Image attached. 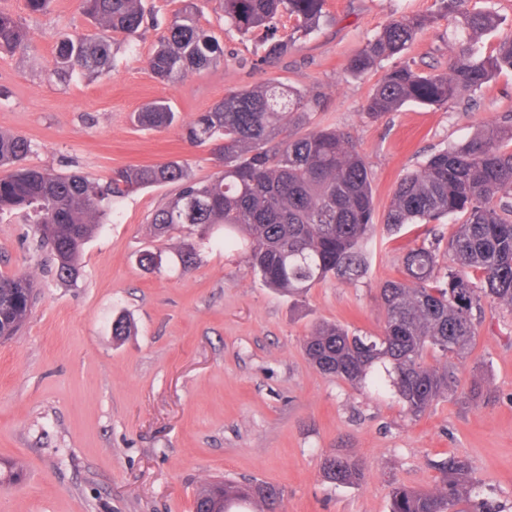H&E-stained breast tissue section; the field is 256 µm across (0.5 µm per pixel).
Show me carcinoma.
<instances>
[{
  "instance_id": "1",
  "label": "carcinoma",
  "mask_w": 512,
  "mask_h": 512,
  "mask_svg": "<svg viewBox=\"0 0 512 512\" xmlns=\"http://www.w3.org/2000/svg\"><path fill=\"white\" fill-rule=\"evenodd\" d=\"M466 0H439L442 16H457L469 42L441 73H419L407 64L387 70L369 95L371 118L399 110L408 102L446 105L474 93L504 70L512 71V38L491 53L478 39L495 31L498 14L464 9ZM221 17L240 34L271 33L266 55L282 56L297 38L317 30L327 18L326 0H219ZM81 13L99 32L60 40L55 74L111 68L115 37L135 35L156 25L144 0H80ZM293 32L276 37L282 17ZM435 21L433 15L403 16L386 24L365 49L353 55L347 70L360 74L384 59L402 54ZM25 27L0 11V52L26 49ZM224 56L214 32L200 26L189 5L159 37L148 67L160 81L209 67ZM320 98L278 83L229 92L200 112L186 129L194 147H211L221 170L197 180L181 161L128 166L99 183L78 174L55 173L25 165L32 142L0 133V214L20 212L37 225L40 245L54 260L56 277L79 276L83 245L128 192L164 184L178 192L157 208L151 224L159 238L184 225L195 238L175 251L181 267H196L201 245L218 240L227 251L245 254L248 268L262 283L291 296L337 276L354 282L368 271L366 247L376 232L371 175L353 140L329 127L310 126ZM175 120L164 101L145 105L137 121L161 129ZM512 126L487 125L461 145L433 154L419 170L403 177L382 217L398 229L405 224H439L458 218L445 250L440 238L409 250L403 278L380 289L385 325L382 335L349 332L332 322L319 323L303 343L312 366L351 384L372 380L380 390L394 387L407 411L419 416L453 390L454 372L426 365L427 350L445 358L466 359L478 336L473 310L484 301L512 308ZM37 294L25 275H0V336L17 335L32 314ZM439 488L421 491L396 485L390 512H499L493 505L472 504L466 483L469 465L460 457L437 463ZM325 479L355 486L364 478L358 461L331 456L323 462ZM277 497L274 487L242 486L220 480L196 495L194 512H246L254 498Z\"/></svg>"
}]
</instances>
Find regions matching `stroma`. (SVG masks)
<instances>
[{
	"instance_id": "obj_1",
	"label": "stroma",
	"mask_w": 512,
	"mask_h": 512,
	"mask_svg": "<svg viewBox=\"0 0 512 512\" xmlns=\"http://www.w3.org/2000/svg\"><path fill=\"white\" fill-rule=\"evenodd\" d=\"M190 1L224 58L161 82L147 65L157 30L119 42L109 71L62 81L58 41L92 29L78 0H52L44 14L26 0H0L30 39L26 51L0 53V132L30 139L29 165L59 173L103 182L119 167L178 160L207 180L219 167L209 148L189 146L186 126L225 93L278 80L319 95L314 122L353 139L381 214L397 182L431 154L512 122L509 71L442 107L366 114L386 70L407 62L443 72L465 45L453 20L438 18L402 55L362 75L347 71L382 26L434 13L436 0H327L328 21L271 58L263 32L241 36L218 22L216 0ZM156 99L177 121L140 127L135 113ZM177 190L121 198L85 244L74 283L57 280L34 225L0 215V274L29 275L40 293L19 334L0 342V464L21 470L0 487V512H192L197 489L224 477L275 486L261 512H388L395 485L433 490L435 463L449 456L468 460L473 500L512 512V308L483 303L465 362L425 352L427 365L453 367L457 387L417 417L392 393L323 374L303 351L323 321L381 334L380 289L400 278L404 255L429 240V225L378 228L364 277H333L293 297L267 288L241 254L218 244L203 245L190 271L144 269L143 251L169 247L150 217ZM122 315L134 330L117 338L112 323ZM334 455L358 459L364 480H325L322 463Z\"/></svg>"
}]
</instances>
